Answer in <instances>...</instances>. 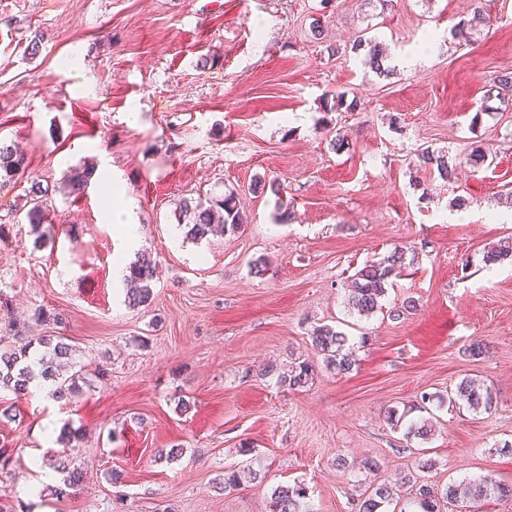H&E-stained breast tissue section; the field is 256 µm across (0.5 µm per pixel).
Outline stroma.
<instances>
[{
	"label": "stroma",
	"mask_w": 512,
	"mask_h": 512,
	"mask_svg": "<svg viewBox=\"0 0 512 512\" xmlns=\"http://www.w3.org/2000/svg\"><path fill=\"white\" fill-rule=\"evenodd\" d=\"M480 2L494 25L451 36ZM366 31L389 76L352 52ZM508 71L512 0H0V144L28 162L0 186V331L67 337L83 373L68 404L39 386L6 397L0 446L16 463L0 490L15 512H270L294 483L312 512H356L373 483L406 498L401 474L426 460L441 487L512 484V258L482 261L512 237V106L485 109ZM328 93L357 109L322 112ZM425 148L461 158L452 179L422 164ZM476 148L491 165L467 162ZM85 164L87 188L60 191ZM35 177L51 217L36 230ZM260 177L280 194L249 192ZM232 190L246 223L186 238L178 201ZM111 206L137 238L107 223ZM397 246L406 268L381 310H350L354 273ZM142 251L158 274L133 309L115 263ZM320 325L349 336L351 372L319 365L304 387L280 385ZM466 377L492 389L491 411L435 409L426 441L390 422ZM66 427L86 477L59 499L60 475L38 462ZM245 446L265 480L221 490ZM170 448L178 459L158 461ZM49 193V186L43 187L40 181L32 180L30 189L28 193L25 195L26 202L24 207L27 206L28 209L26 211V218L28 220V224H30L33 229H37L42 224L48 223V210L46 209L47 198Z\"/></svg>",
	"instance_id": "1"
}]
</instances>
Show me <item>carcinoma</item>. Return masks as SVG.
Segmentation results:
<instances>
[{"instance_id": "carcinoma-1", "label": "carcinoma", "mask_w": 512, "mask_h": 512, "mask_svg": "<svg viewBox=\"0 0 512 512\" xmlns=\"http://www.w3.org/2000/svg\"><path fill=\"white\" fill-rule=\"evenodd\" d=\"M487 22L486 13L477 8L469 20H461L456 25V31L474 30ZM367 50L366 57L369 66L379 74L389 73L384 67L386 55L380 43L372 36L359 37L352 45L354 52ZM496 91H488L487 99H496L507 105L512 101V72L501 75L495 85ZM424 159L426 163L437 170L443 179H449L456 174V159L447 152H428ZM25 168V157L9 146H0V172L13 175ZM49 188L40 181L34 180L26 194V218L28 224L38 228L48 223L46 209ZM178 220L185 223L186 236L192 240L207 237L220 226L225 230H235L244 223V215L237 206V196L229 192L223 197L208 203L183 198L175 208ZM512 257V242L503 241L484 251L483 261L487 265L496 264L507 257ZM406 253L401 247H394L386 256L377 261H368L353 275L351 288L347 297L348 307L360 315L372 314L385 296L387 286L392 279L400 276L405 268ZM157 262L151 255L143 254L126 267L125 281L129 285L126 292L128 304L132 307L144 306L150 303L153 295L152 283L156 277ZM16 339L22 344L11 352L0 354V390H8L17 396L27 392L29 385L40 380L49 389V396L55 400H71L80 392L79 372L67 370L70 363L71 347L63 336H40L39 346L45 349L41 356L30 354L32 341L25 340L22 329H17ZM312 346L325 369L336 375H345L352 370V360L345 352L348 336L329 325L315 328L311 336ZM315 365L302 361L288 367V370L278 375V383L290 389L304 386L312 378ZM448 402L451 406L466 403L473 409L489 411L495 405L493 392L490 388L474 379L464 378L456 386V390L448 397L423 396L422 400ZM435 417H420L409 422L407 436L427 440L436 431ZM63 445L58 451L44 455L43 459L53 470L63 476L62 484L54 489L58 497L67 496V490L79 486L84 473L74 465V452L80 440L75 431L68 430L59 437ZM260 473L252 465L224 471L222 484L226 489H234L247 481H254ZM404 483L411 485L410 498L407 499L399 512H442V507L448 502H456L460 498L487 499L491 497L512 498V484L502 483L492 476H485L478 482L451 483L441 490L432 484L413 479L409 475L402 477ZM394 500L393 487L383 483L369 490L357 503V512H387L385 507ZM271 512H310L306 506V489L302 485H286L276 487L271 494Z\"/></svg>"}]
</instances>
